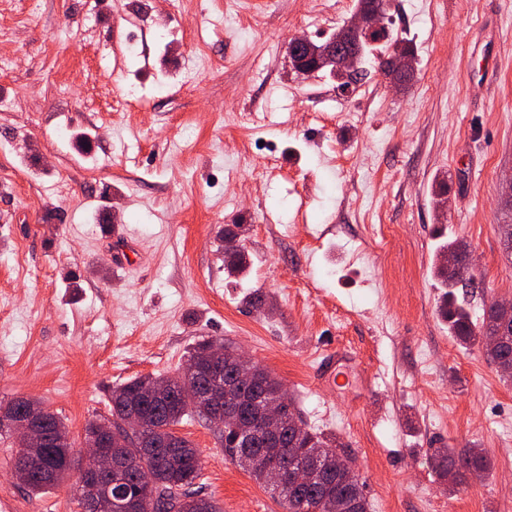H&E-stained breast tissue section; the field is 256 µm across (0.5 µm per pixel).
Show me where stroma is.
I'll return each instance as SVG.
<instances>
[{"mask_svg": "<svg viewBox=\"0 0 512 512\" xmlns=\"http://www.w3.org/2000/svg\"><path fill=\"white\" fill-rule=\"evenodd\" d=\"M355 6L0 0L12 60L0 97L13 101L0 143H15L0 155V400H39L78 441L114 387L177 374L198 339H221L342 442L371 512H512V381L450 336L432 275L438 245L457 238L477 263L473 317L512 301L498 205L512 172V0H393L418 56L401 94L371 62L350 94L291 68V37L332 33ZM142 14L173 20L177 41L144 36L116 57L112 41ZM131 84L138 95L115 109ZM62 120L94 158L53 141ZM237 222L250 266L230 276L217 247ZM339 346L340 388L315 376ZM178 432L222 512H284L204 420ZM466 446L491 469L449 489L430 456ZM15 450L0 442V512H80L74 480L37 496L18 483Z\"/></svg>", "mask_w": 512, "mask_h": 512, "instance_id": "obj_1", "label": "stroma"}]
</instances>
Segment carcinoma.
Wrapping results in <instances>:
<instances>
[{"label": "carcinoma", "instance_id": "obj_1", "mask_svg": "<svg viewBox=\"0 0 512 512\" xmlns=\"http://www.w3.org/2000/svg\"><path fill=\"white\" fill-rule=\"evenodd\" d=\"M402 41L394 33L377 35L363 45L360 64L364 65L373 51L379 56L388 55L390 48L398 47ZM249 264L244 248L224 251V269L230 275L243 272ZM434 275L445 288L439 312L448 323V332L466 348L480 347L488 359L506 379H512V311L507 312L490 303L484 308L480 321H473L469 311L457 297V281L466 280L470 273L463 266H434ZM500 334L496 344L484 343L481 337L487 333ZM255 372L248 377H234L233 371L224 369V378L237 382L240 400L234 407L239 419L250 424L258 420L268 398H283L288 412L297 414L293 399L281 382L270 371L254 363ZM110 421L112 426L126 415L136 412L143 416L142 436L129 440L125 445L113 449V458L124 469L123 492L127 500L134 502L137 512H168L174 502H182L183 512H221L210 497L193 489L199 472V455L191 443L178 435L176 426L188 412L195 413L206 423L213 424L208 405L198 400V391L191 385L181 383L180 375H144L135 377L112 390L110 396ZM67 429L63 419L54 412H48L49 440L42 446L41 454L50 472H35L25 483L28 492L38 494L58 486L51 475L65 470L63 456L72 452L73 441L59 442L56 433ZM224 456L248 470L259 483L267 484L262 458L265 446L257 442L252 457L244 455L237 435L222 427H214ZM342 447L339 441L301 424L295 430L286 428L279 450V462L284 466L292 464L293 451L297 448L307 455L322 457L324 475L334 485L335 494L325 493L322 480L317 479L304 489L292 488L271 490L272 495L285 507L286 512H369L364 493V483L351 484L345 477L347 459L337 453ZM434 468L448 480L449 485L457 483L461 473L490 470V461L480 448H443L431 455Z\"/></svg>", "mask_w": 512, "mask_h": 512}]
</instances>
